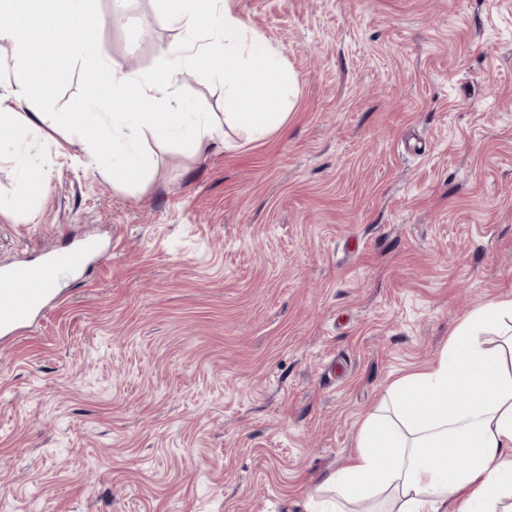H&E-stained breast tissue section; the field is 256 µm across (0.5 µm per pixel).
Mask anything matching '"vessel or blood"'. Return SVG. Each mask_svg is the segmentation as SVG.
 <instances>
[{
  "label": "vessel or blood",
  "mask_w": 512,
  "mask_h": 512,
  "mask_svg": "<svg viewBox=\"0 0 512 512\" xmlns=\"http://www.w3.org/2000/svg\"><path fill=\"white\" fill-rule=\"evenodd\" d=\"M100 252L98 243L83 238L36 262L19 260L0 266V331L12 333L32 322L54 300L64 275L85 272Z\"/></svg>",
  "instance_id": "1"
}]
</instances>
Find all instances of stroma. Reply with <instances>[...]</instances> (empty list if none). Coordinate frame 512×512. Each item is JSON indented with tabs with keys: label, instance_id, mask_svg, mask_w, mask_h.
Here are the masks:
<instances>
[{
	"label": "stroma",
	"instance_id": "obj_1",
	"mask_svg": "<svg viewBox=\"0 0 512 512\" xmlns=\"http://www.w3.org/2000/svg\"><path fill=\"white\" fill-rule=\"evenodd\" d=\"M231 5L299 77L281 129L145 140L126 189L47 127L34 218L0 213V265L103 249L0 334V512H309L387 379L512 295V0ZM98 8L107 65L153 74L151 0Z\"/></svg>",
	"mask_w": 512,
	"mask_h": 512
}]
</instances>
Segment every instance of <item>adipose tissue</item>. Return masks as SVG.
Returning a JSON list of instances; mask_svg holds the SVG:
<instances>
[{"instance_id":"1","label":"adipose tissue","mask_w":512,"mask_h":512,"mask_svg":"<svg viewBox=\"0 0 512 512\" xmlns=\"http://www.w3.org/2000/svg\"><path fill=\"white\" fill-rule=\"evenodd\" d=\"M178 33L153 75L108 68L83 31L99 26L97 0H0V159L13 157L26 189L44 185L28 145L47 115L53 78L80 69L98 96L57 115L83 130L90 163L114 183L142 184L155 159L139 139L151 136L205 151L231 126L260 140L280 129L298 83L264 36L229 0H153ZM204 69L224 87L230 110L223 120L202 111L190 84ZM111 90L116 111L103 133L97 111ZM245 111H238V104ZM318 493L349 503H391L390 512H512V297L491 300L466 314L436 358L389 380L379 404L358 425L346 465L326 476Z\"/></svg>"}]
</instances>
